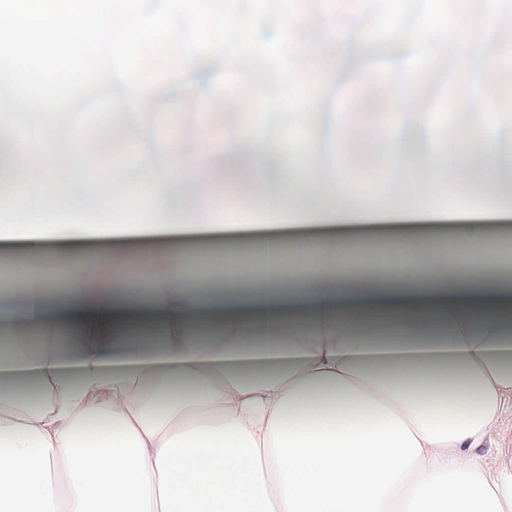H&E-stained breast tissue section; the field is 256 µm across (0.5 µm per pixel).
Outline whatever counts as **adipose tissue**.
<instances>
[{
    "label": "adipose tissue",
    "mask_w": 512,
    "mask_h": 512,
    "mask_svg": "<svg viewBox=\"0 0 512 512\" xmlns=\"http://www.w3.org/2000/svg\"><path fill=\"white\" fill-rule=\"evenodd\" d=\"M131 139L157 144L142 188L148 216L117 213L98 194L90 219L57 205L61 173L45 149L57 123L11 161L30 188L0 226L20 240L24 286L0 305V512H512V466L476 454L512 401V280L495 276L502 244L489 226L512 221L498 197L506 165L496 130L512 103L433 142L436 176L477 152L481 206L368 205L350 184L286 152L262 127L200 146L132 109L109 82ZM253 156L262 206L250 219L216 215L206 195L168 204L190 171ZM452 224V251L423 237L417 261L364 275L335 234L341 224ZM312 224L287 278L286 226ZM250 234L261 288L208 287L174 241ZM150 237L139 273L128 258L84 253L64 287L46 286V248L61 239Z\"/></svg>",
    "instance_id": "obj_1"
}]
</instances>
